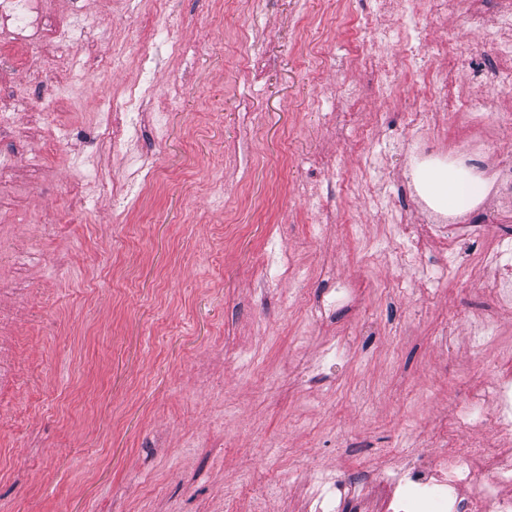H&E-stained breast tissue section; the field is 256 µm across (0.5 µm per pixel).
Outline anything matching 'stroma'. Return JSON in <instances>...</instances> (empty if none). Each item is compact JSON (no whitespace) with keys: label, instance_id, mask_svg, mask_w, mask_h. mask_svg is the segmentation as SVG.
<instances>
[{"label":"stroma","instance_id":"obj_1","mask_svg":"<svg viewBox=\"0 0 512 512\" xmlns=\"http://www.w3.org/2000/svg\"><path fill=\"white\" fill-rule=\"evenodd\" d=\"M373 0H150L137 17L113 0H86L98 25L83 50L48 45L50 59L73 57L59 93L39 96L34 61L0 73V106L34 98L22 112L17 181L26 192L0 205V222L26 238L44 227L41 257L0 264V283L27 288L32 304L16 319L24 366L20 395L0 407V512H217L222 498L249 512H306L302 488L320 472L353 482L418 452L464 447L459 432L464 389H480L512 368V311L486 291L496 270L481 264L480 242L462 239L448 282L426 293L415 269H396L374 251L390 232L385 213L369 212L356 177V143L366 113L381 127L369 143L398 176L406 132L403 108H428L404 74L389 100L374 96L344 138L323 136V114L350 75L348 57L372 49L347 17ZM263 28L259 81L243 77L241 35ZM165 28L170 39L204 44L191 57L126 41L131 25ZM437 38L471 46L476 68L490 47L466 28L462 12L428 17ZM150 53L158 92L177 89L162 146L145 137L155 176L121 224L112 195L95 194L93 216L75 214L69 231L53 227L63 211L73 162L121 178L124 167L100 138L97 113L119 106L133 66ZM127 66L113 70V57ZM57 112L72 129L69 148L49 145L34 112ZM343 152L342 174L312 167L311 156ZM41 158L33 170V158ZM328 191L340 222L316 233L296 194L301 184ZM319 277L305 291L281 280L265 294L259 265L269 238ZM400 277L403 288L391 287ZM358 291L328 321L308 306L325 280ZM497 323L496 340L477 347L472 325ZM335 367L307 376L329 347ZM224 379L214 407L196 383L199 368ZM223 415L212 445L197 434Z\"/></svg>","mask_w":512,"mask_h":512}]
</instances>
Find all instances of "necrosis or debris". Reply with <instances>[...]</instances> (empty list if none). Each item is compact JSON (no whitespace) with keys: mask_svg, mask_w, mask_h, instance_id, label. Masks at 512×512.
<instances>
[{"mask_svg":"<svg viewBox=\"0 0 512 512\" xmlns=\"http://www.w3.org/2000/svg\"><path fill=\"white\" fill-rule=\"evenodd\" d=\"M431 12H446L459 6L470 27L488 44L493 53L487 63L498 89L512 91V0H496L495 26H488L490 12L485 0H402L395 23L381 21L386 0H376L370 14L359 17L358 28L372 41L402 46L399 56L364 53L350 60V66L378 74L376 92L390 96L399 71L408 65V54L419 36L415 17L420 2ZM66 20L45 22L44 0H0V67L22 65L42 46L55 44L72 48L85 44L91 24L82 10V0H69ZM432 65L415 72L417 91L433 104L432 110L410 109L402 114L408 132L401 150L407 159L403 178L404 203H396L388 181L366 185L369 205L390 216L396 229L390 235L394 251L403 261H417L421 277L437 284L448 276L447 266L418 261L420 242L438 240L445 251H453L457 240L466 235L481 204L457 212L424 192V175H444L462 168L484 187L486 198L512 204V153L503 151L496 135L512 126V115H492L476 93L457 87V73L469 65L471 57L458 44L438 39L426 45ZM140 79L123 92L119 110L97 115L100 136L108 139L113 157L124 160L128 172L112 183V218L123 221L128 205L139 198L154 173L152 158L137 148L144 138V111L152 109L158 129H165L167 116L176 106V96L160 97L155 92L154 70L150 59L138 64ZM460 112L466 116L467 135L461 140L448 137L444 115ZM15 316L0 308V394L17 392L20 364L13 336ZM465 428L489 427L498 434L512 433V380L504 378L469 398ZM372 484L395 488L394 497L383 500L384 512H512V496L502 488L512 483V453L495 448L461 449L452 458L439 457L404 467H392L371 474ZM306 494L314 512H341L350 498L361 499L362 489L324 472L308 484Z\"/></svg>","mask_w":512,"mask_h":512,"instance_id":"obj_1","label":"necrosis or debris"}]
</instances>
